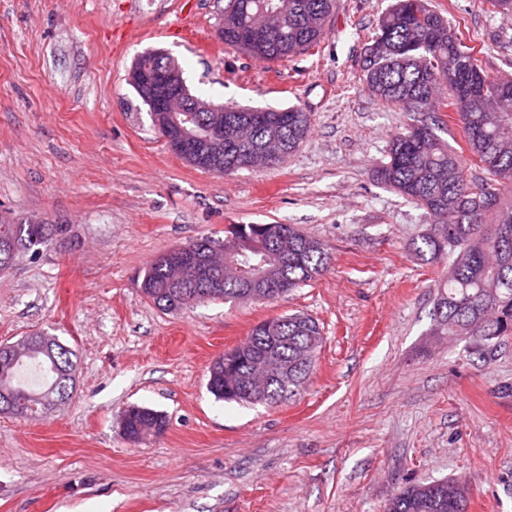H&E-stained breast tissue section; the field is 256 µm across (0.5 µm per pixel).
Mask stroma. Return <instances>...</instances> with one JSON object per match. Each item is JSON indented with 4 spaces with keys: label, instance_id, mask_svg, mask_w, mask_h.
<instances>
[{
    "label": "stroma",
    "instance_id": "stroma-1",
    "mask_svg": "<svg viewBox=\"0 0 512 512\" xmlns=\"http://www.w3.org/2000/svg\"><path fill=\"white\" fill-rule=\"evenodd\" d=\"M392 2L335 0L318 44L266 61L218 40L224 0H0V211L67 230L0 272V345L44 332L76 355L66 403L0 414V512H385L400 488L445 479L467 484V512H512V336L432 335L448 265L415 250L426 211L375 178L408 124L360 69ZM429 3L512 80V14ZM147 51L213 104L302 109L310 134L271 168L195 169L128 81ZM276 223L333 258L285 297L169 313L138 286L191 239ZM295 312L323 336L303 391L216 400L212 362ZM132 404L166 430L128 441Z\"/></svg>",
    "mask_w": 512,
    "mask_h": 512
}]
</instances>
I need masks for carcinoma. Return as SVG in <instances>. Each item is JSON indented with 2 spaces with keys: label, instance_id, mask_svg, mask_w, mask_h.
<instances>
[{
  "label": "carcinoma",
  "instance_id": "carcinoma-1",
  "mask_svg": "<svg viewBox=\"0 0 512 512\" xmlns=\"http://www.w3.org/2000/svg\"><path fill=\"white\" fill-rule=\"evenodd\" d=\"M334 0H225L224 44L280 60L295 56L320 42ZM281 12V27L264 44L250 34L268 8ZM372 42L384 51L361 61L368 93L380 102L408 112L411 123L391 139L388 161L376 170L380 183L389 186L424 209L431 227L422 236L429 260L448 259V275L438 285L432 332L450 338L478 336L490 341L512 335V124L500 125L498 111L512 109V99L498 100L503 85L512 81L490 73L474 48L463 45L449 21L428 0H394L381 16ZM454 108L470 153L471 166L441 134L447 133L439 113ZM240 117L252 121V140L235 144L224 153V174L241 170L245 155L265 141L275 139L282 157L293 153L311 130L308 113L299 108L243 112L224 107V122ZM57 225L33 227L23 221L0 223V270L10 268L21 255L35 253L55 235ZM224 246L238 250L244 265L259 264L267 282L288 281L293 290L328 270L332 257L319 240L291 224H234ZM209 277L196 271L182 291L199 302L209 290ZM141 292L167 312L184 310L172 297L165 262L158 259L143 273ZM243 283L222 280L213 300L233 302ZM282 337L278 354L288 366V379L304 380V353L318 352L323 336L311 317L289 314L270 320ZM265 323L256 325L247 341L213 362L207 382L218 400L256 403L238 386L249 362L259 356ZM75 354L55 338L35 332L15 347L0 351V413L7 399L30 415L47 413L73 392ZM291 392L273 379L267 383L263 403L275 405ZM130 435L145 441L167 427L166 417L142 405L125 409ZM467 489L450 480L406 486L389 501L386 512H466Z\"/></svg>",
  "mask_w": 512,
  "mask_h": 512
}]
</instances>
